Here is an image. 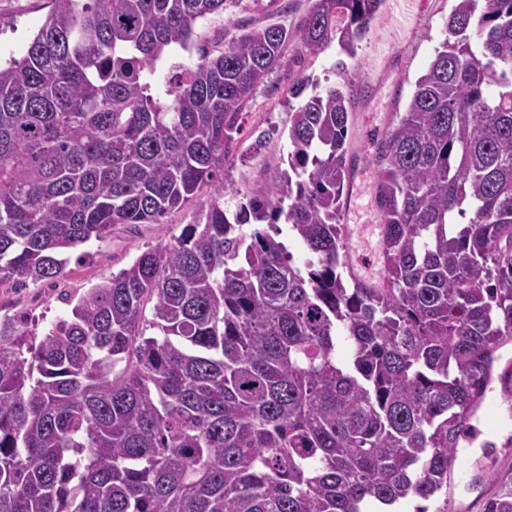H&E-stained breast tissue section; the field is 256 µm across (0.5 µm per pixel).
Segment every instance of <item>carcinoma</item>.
<instances>
[{
    "mask_svg": "<svg viewBox=\"0 0 512 512\" xmlns=\"http://www.w3.org/2000/svg\"><path fill=\"white\" fill-rule=\"evenodd\" d=\"M234 2L52 0L0 61V286L55 280L112 226L214 186L202 221L39 342L0 321V512H395L448 489L512 340V0H456L378 146L377 287L340 224L343 62L340 86L288 87V167L230 206L224 165L288 44L353 58L383 0H310L296 28L243 25L215 54L195 27ZM173 45L194 56L159 93Z\"/></svg>",
    "mask_w": 512,
    "mask_h": 512,
    "instance_id": "cac0c4a2",
    "label": "carcinoma"
}]
</instances>
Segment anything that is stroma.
I'll use <instances>...</instances> for the list:
<instances>
[{
    "label": "stroma",
    "mask_w": 512,
    "mask_h": 512,
    "mask_svg": "<svg viewBox=\"0 0 512 512\" xmlns=\"http://www.w3.org/2000/svg\"><path fill=\"white\" fill-rule=\"evenodd\" d=\"M308 4L309 0H238L226 12L200 21L196 33L216 47L220 35H232L239 22L295 26ZM453 7L454 0H384L369 33L358 44L355 58H342L333 43L307 57L304 64H283L266 86L258 89L246 110L243 130L236 136L232 157L224 168L225 200L233 203L251 195L287 157V90L297 75L310 74L324 88L340 83L336 65L344 63L347 72L356 76L357 92L346 155L350 188L343 196L342 222L354 272L366 279L378 278L377 145L395 113L404 110L417 78L445 39ZM49 11V0H0V57H22ZM210 196V188L201 189L161 224L115 225L107 238L85 245L83 259L70 262L54 284L1 287L0 321L21 315L30 332L43 335L52 322L69 313V300L79 299L89 288L126 268L147 248L197 223ZM496 372L505 378L495 386L499 423L491 434L481 435L475 442L459 438L458 450L473 452L477 464L469 479L449 492L448 512H484L490 498L512 492V360L500 359Z\"/></svg>",
    "instance_id": "obj_1"
}]
</instances>
